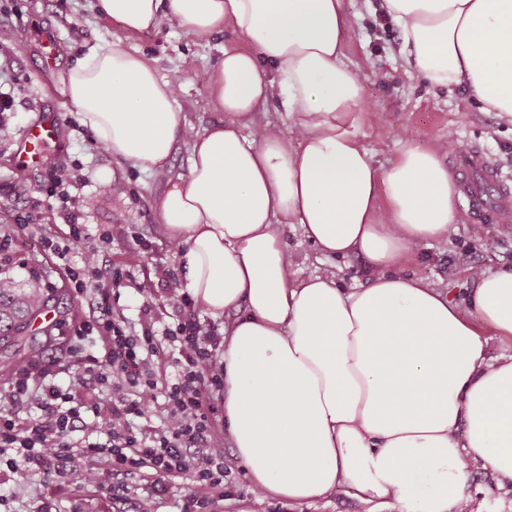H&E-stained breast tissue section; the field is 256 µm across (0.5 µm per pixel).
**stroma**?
Returning <instances> with one entry per match:
<instances>
[{"instance_id":"1","label":"stroma","mask_w":512,"mask_h":512,"mask_svg":"<svg viewBox=\"0 0 512 512\" xmlns=\"http://www.w3.org/2000/svg\"><path fill=\"white\" fill-rule=\"evenodd\" d=\"M380 0H346L354 22L345 44V61L364 85L363 111L356 133L370 151L375 164L386 166L398 157L406 143L436 151L448 160V141L459 147L486 149L512 176V127L495 113L482 111L462 86L435 87L425 82L407 64L399 48L396 28L379 11ZM56 37L63 52L54 66H46L50 53L47 37ZM230 32L214 34L196 42L186 37L176 19H164L147 33L130 34L115 22L98 16L94 0H0V90L15 100V110L0 123V274L20 288H52L49 307L54 314L50 334L32 329L25 333L18 355L25 361L71 362V330L93 313L92 298L76 297L69 270L80 262L78 255L59 259L46 246L68 231L59 199L45 192L50 167L63 166L75 175L68 191L73 196L94 197L85 210L87 247L98 249L102 274L121 267L133 272L135 283L122 292L120 304L131 326L140 323V309L151 302L162 324L171 318L162 305V270H169L179 285H186V272L178 251L168 245L157 218V202L170 178L188 175L191 145L178 141L171 166L163 172L144 174L103 150L77 112L63 104L61 88L69 69L95 45L118 41L138 50L158 75L181 84L178 103L196 129L221 118L207 98L211 70L224 57ZM57 113L61 132L41 150V160L20 164L19 141L43 114ZM111 174L109 187H101L98 175ZM457 222L446 238L420 247L400 271L419 273L465 303L475 286L478 270L512 268V226L483 224L468 214L464 200H457ZM288 268L306 277L315 273L336 274L342 287L367 282L368 265L361 257L323 255L300 232L298 226L281 227ZM153 241L155 251H139L135 240ZM224 462L231 473L224 481V502L219 512H398L397 506L375 500L360 501L328 494L298 503L277 495L257 499L231 441H224ZM150 479L135 481L119 500L107 491L84 489L79 474L68 485L55 476L37 474L25 478L10 475L6 487L12 495L0 512H36L49 499L57 512H71L82 501L85 512H138L150 493ZM468 494L472 512H512V487L499 488L495 475L483 466L473 469Z\"/></svg>"}]
</instances>
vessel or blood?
I'll use <instances>...</instances> for the list:
<instances>
[{
    "label": "vessel or blood",
    "instance_id": "b4317fda",
    "mask_svg": "<svg viewBox=\"0 0 512 512\" xmlns=\"http://www.w3.org/2000/svg\"><path fill=\"white\" fill-rule=\"evenodd\" d=\"M59 120L47 113L24 135L20 143L22 156H29L35 144L57 137ZM449 163L458 178L460 194L469 210L490 224L512 222V194L505 188L506 178L499 166L479 148L451 156Z\"/></svg>",
    "mask_w": 512,
    "mask_h": 512
}]
</instances>
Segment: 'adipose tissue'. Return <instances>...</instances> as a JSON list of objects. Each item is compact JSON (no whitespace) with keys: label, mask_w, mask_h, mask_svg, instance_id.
Wrapping results in <instances>:
<instances>
[{"label":"adipose tissue","mask_w":512,"mask_h":512,"mask_svg":"<svg viewBox=\"0 0 512 512\" xmlns=\"http://www.w3.org/2000/svg\"><path fill=\"white\" fill-rule=\"evenodd\" d=\"M141 33L175 18L204 40L230 31L208 94L225 119L195 130L174 83L139 51L97 45L62 93L113 156L169 168L190 139L188 176L158 202L187 290L224 328V427L258 496L390 499L400 512H467L476 463L512 485V268L480 271L467 320L448 292L400 274L412 249L447 236L456 190L432 151L406 144L375 166L353 133L364 88L344 61V0H97ZM405 59L436 86L462 85L512 123V0H382ZM280 92L284 139L252 126ZM390 220H383L382 205ZM323 254L355 255L367 286L291 278L280 225Z\"/></svg>","instance_id":"adipose-tissue-1"}]
</instances>
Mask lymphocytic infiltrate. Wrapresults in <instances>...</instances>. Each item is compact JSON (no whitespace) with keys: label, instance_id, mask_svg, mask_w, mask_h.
<instances>
[{"label":"lymphocytic infiltrate","instance_id":"1","mask_svg":"<svg viewBox=\"0 0 512 512\" xmlns=\"http://www.w3.org/2000/svg\"><path fill=\"white\" fill-rule=\"evenodd\" d=\"M82 253L83 264L72 274L73 291L79 297L94 293L105 310L75 328L76 359L67 370V384L57 383L60 370L54 363L23 362L8 373L9 410L0 414V469L22 475L47 472L62 480L80 466L85 482L93 485L103 463L112 472L110 493L116 499L129 491L130 480L146 472L154 483L141 512H153L155 499L168 493L170 481L187 475L195 490L185 496L180 512H216L229 474L215 438L211 400L212 392L224 389L223 334L174 282L164 290L174 322L155 329L154 310L146 304L141 331H132L112 311L130 273L118 268L111 278L101 279L94 253ZM94 337L102 339V348L90 347ZM161 351L167 352L174 370L172 379L163 383L150 370ZM96 383L111 386L109 408H102L92 395ZM158 402L166 412L163 425L143 432L140 423ZM34 408L41 410L40 420L20 422V412ZM79 421L95 434V441L76 445L71 434Z\"/></svg>","mask_w":512,"mask_h":512}]
</instances>
